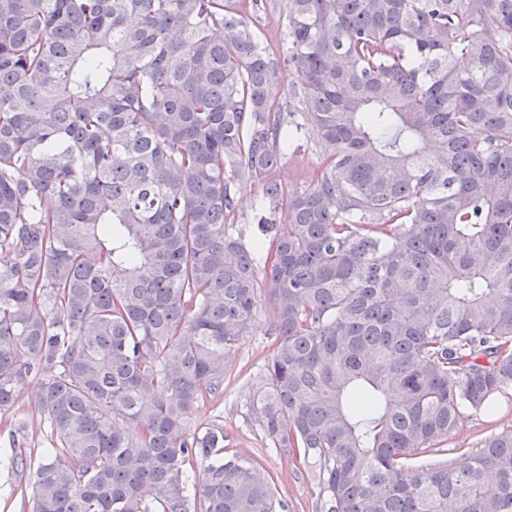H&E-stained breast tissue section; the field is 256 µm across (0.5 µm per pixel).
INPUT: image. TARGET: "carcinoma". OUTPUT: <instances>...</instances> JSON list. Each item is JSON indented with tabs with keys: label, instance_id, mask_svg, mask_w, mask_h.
Instances as JSON below:
<instances>
[{
	"label": "carcinoma",
	"instance_id": "1",
	"mask_svg": "<svg viewBox=\"0 0 512 512\" xmlns=\"http://www.w3.org/2000/svg\"><path fill=\"white\" fill-rule=\"evenodd\" d=\"M285 19L281 52L243 0H0V414L36 377L50 438L30 512L283 508L223 426L190 427L261 276L249 409L317 512H512V430L404 467L512 395V0ZM300 133L319 157L294 191ZM297 144H302L299 150H295ZM318 161V148L312 139L306 142L301 137L290 147L283 159V165L280 171L281 179L290 186L299 190L304 188L306 174L313 168ZM261 190L256 185L244 184L238 190L235 197V206L237 216H239V228H243L246 235H249L252 229V218L258 207Z\"/></svg>",
	"mask_w": 512,
	"mask_h": 512
}]
</instances>
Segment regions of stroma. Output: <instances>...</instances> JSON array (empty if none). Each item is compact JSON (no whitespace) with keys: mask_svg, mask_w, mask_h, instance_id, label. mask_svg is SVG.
<instances>
[{"mask_svg":"<svg viewBox=\"0 0 512 512\" xmlns=\"http://www.w3.org/2000/svg\"><path fill=\"white\" fill-rule=\"evenodd\" d=\"M265 13L251 17L250 23L261 43L285 48V0H265ZM270 302L265 290H258L255 316L247 336L227 361L224 373V398L219 402H201L194 411L191 424L224 428V450L257 460L273 478L276 500L286 505L285 512H315L316 490L303 478L299 464L291 456L269 448L259 429L247 415L246 400L251 383L258 377L270 357ZM37 381H30L21 391L10 415L0 419V457L9 454L13 444L43 450L47 440L40 424L41 411L36 402ZM497 420L489 422L482 415L465 419L460 429L449 438L448 454L425 453L411 459L410 467L450 462L458 447L473 448L483 437L512 427V399L499 398ZM32 472L16 474L0 464V512H28L27 491L31 489Z\"/></svg>","mask_w":512,"mask_h":512,"instance_id":"35a3bbf8","label":"stroma"}]
</instances>
